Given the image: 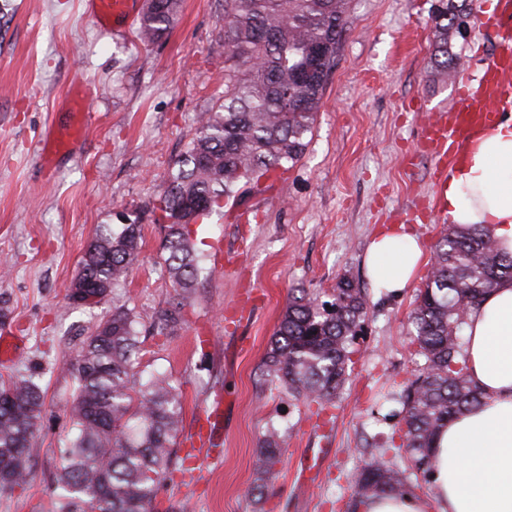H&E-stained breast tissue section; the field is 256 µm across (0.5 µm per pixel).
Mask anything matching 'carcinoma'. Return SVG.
Instances as JSON below:
<instances>
[{
	"mask_svg": "<svg viewBox=\"0 0 512 512\" xmlns=\"http://www.w3.org/2000/svg\"><path fill=\"white\" fill-rule=\"evenodd\" d=\"M432 15L433 66L447 74L460 66L448 30L469 16L465 3L437 0ZM347 0H224V96L199 113L178 169L159 200L164 225L165 271L174 286L193 287L199 255L189 225L220 213L240 196V185L261 180L303 156L345 25ZM180 0H151L139 25L145 43L162 38ZM141 225L103 224L87 246L73 285L107 297L138 261ZM512 278V256L500 253L490 230L478 224L445 225L435 257L410 313V343L423 359L413 380L386 401L401 406L383 419L401 417L404 464L367 460L355 479L349 512L385 491L412 490V477L429 481L431 448L455 416L478 406L464 354L462 326L479 298ZM367 294L341 280L332 300L304 292L291 297L265 360L271 382L293 398L323 410L334 405L356 351L367 315ZM138 321L122 306L86 336L71 374L76 388L66 412L74 433L61 450L54 477L53 512H151L174 463L182 423L180 389L162 374L143 375L136 359ZM32 370L0 381V493L29 478L31 442L43 419L44 396ZM285 437L271 424L255 457L262 477L274 474Z\"/></svg>",
	"mask_w": 512,
	"mask_h": 512,
	"instance_id": "obj_1",
	"label": "carcinoma"
}]
</instances>
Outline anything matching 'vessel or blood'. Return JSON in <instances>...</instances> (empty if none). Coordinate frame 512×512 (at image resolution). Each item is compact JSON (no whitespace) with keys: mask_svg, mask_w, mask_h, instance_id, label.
<instances>
[{"mask_svg":"<svg viewBox=\"0 0 512 512\" xmlns=\"http://www.w3.org/2000/svg\"><path fill=\"white\" fill-rule=\"evenodd\" d=\"M93 16L101 29L122 31L135 15L138 0H88ZM481 22L498 30V41L484 62L476 84L461 92V104L450 112H441L424 123L422 142L436 157L435 182L447 180L457 155L469 142L499 117L501 105L512 102V0H498L495 13L482 17ZM91 94L87 86L72 84L65 96L69 109V124L63 134L46 130L37 140L39 157L70 153L83 137L92 116ZM192 446L190 477L207 470L217 457L223 439L215 426L197 427L189 441Z\"/></svg>","mask_w":512,"mask_h":512,"instance_id":"obj_1","label":"vessel or blood"}]
</instances>
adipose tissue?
<instances>
[{"label": "adipose tissue", "instance_id": "ef3b65f1", "mask_svg": "<svg viewBox=\"0 0 512 512\" xmlns=\"http://www.w3.org/2000/svg\"><path fill=\"white\" fill-rule=\"evenodd\" d=\"M442 219L488 227L512 255V114L475 137L439 190ZM423 251L406 225H390L371 241L373 282L389 294L409 288ZM479 406L441 429L432 455L428 495L387 491L358 512H512V280L502 279L468 313L463 329Z\"/></svg>", "mask_w": 512, "mask_h": 512}]
</instances>
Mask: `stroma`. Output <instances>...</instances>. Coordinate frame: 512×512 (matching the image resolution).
Listing matches in <instances>:
<instances>
[{"label": "stroma", "instance_id": "35a3bbf8", "mask_svg": "<svg viewBox=\"0 0 512 512\" xmlns=\"http://www.w3.org/2000/svg\"><path fill=\"white\" fill-rule=\"evenodd\" d=\"M435 0H348L336 64L302 158L270 190H247L198 229L200 272L193 288L171 285L163 233L152 207L163 196L195 133L199 113L224 90V0H182L169 35L143 44L136 32L101 30L84 0H0V337L20 336L0 376L38 369L45 411L30 450L25 488L0 494V512H52V480L71 432L69 369L83 339L113 304L131 309L142 370L180 384L186 439L221 403L224 457L194 481L173 466L154 512H346L356 469L389 432L368 406L412 379L407 318L420 281L402 294L379 292L364 262L386 225H411L431 264L443 225L438 213L409 210L434 194L433 161L420 148L428 111L460 103L494 41L471 20L453 35L463 65L431 67ZM89 83L97 115L85 139L46 175L34 146L47 126L63 129L71 82ZM136 222L141 249L115 300L69 302L86 246L103 224ZM347 279L365 290L369 311L358 360L331 414L272 384L264 360L293 290L328 294ZM258 300L248 320L228 314L243 291ZM180 306L173 333L156 332L160 311ZM288 432L283 461L263 499L250 489L268 424Z\"/></svg>", "mask_w": 512, "mask_h": 512}]
</instances>
